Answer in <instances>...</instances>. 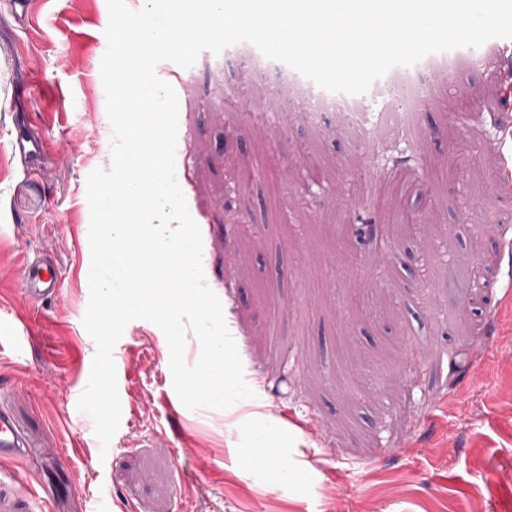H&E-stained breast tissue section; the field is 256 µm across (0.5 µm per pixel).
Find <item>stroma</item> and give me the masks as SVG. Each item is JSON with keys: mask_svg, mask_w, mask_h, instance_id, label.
I'll use <instances>...</instances> for the list:
<instances>
[{"mask_svg": "<svg viewBox=\"0 0 512 512\" xmlns=\"http://www.w3.org/2000/svg\"><path fill=\"white\" fill-rule=\"evenodd\" d=\"M0 0V410L25 444L0 461V512H512V137L497 55L417 71L416 129L351 144L241 44L181 69L176 179L203 241L254 398L168 406L162 330L130 322L113 349L121 418L101 450L78 408L95 354L83 325L87 177L109 169L101 62L107 0ZM24 122L50 143L12 154ZM322 166L321 182L308 181ZM418 196L401 211L400 176ZM53 253L62 291H20ZM501 289L481 335L449 279L477 258Z\"/></svg>", "mask_w": 512, "mask_h": 512, "instance_id": "35a3bbf8", "label": "stroma"}]
</instances>
